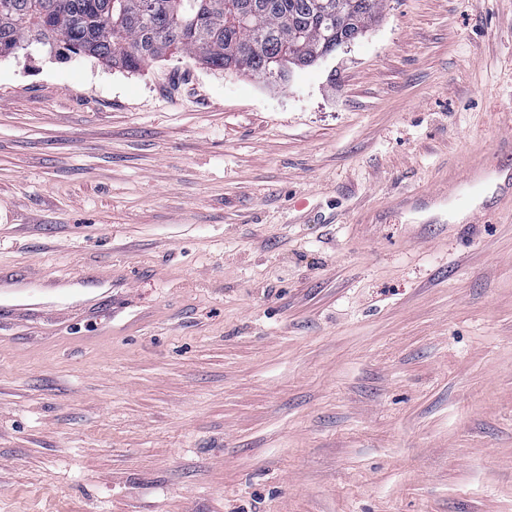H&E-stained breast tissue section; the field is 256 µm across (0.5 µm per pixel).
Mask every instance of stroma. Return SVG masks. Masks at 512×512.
<instances>
[{"mask_svg": "<svg viewBox=\"0 0 512 512\" xmlns=\"http://www.w3.org/2000/svg\"><path fill=\"white\" fill-rule=\"evenodd\" d=\"M512 131V0H384L269 89L0 56V512H512V214L424 224ZM40 281L41 276L37 273L14 274L0 267V300L11 303L5 307L14 312L35 311L44 305L41 300L48 299L40 294Z\"/></svg>", "mask_w": 512, "mask_h": 512, "instance_id": "35a3bbf8", "label": "stroma"}]
</instances>
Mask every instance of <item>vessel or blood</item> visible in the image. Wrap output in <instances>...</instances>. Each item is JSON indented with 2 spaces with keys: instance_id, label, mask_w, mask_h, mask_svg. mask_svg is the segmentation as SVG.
Here are the masks:
<instances>
[{
  "instance_id": "obj_1",
  "label": "vessel or blood",
  "mask_w": 512,
  "mask_h": 512,
  "mask_svg": "<svg viewBox=\"0 0 512 512\" xmlns=\"http://www.w3.org/2000/svg\"><path fill=\"white\" fill-rule=\"evenodd\" d=\"M453 205L460 223H482L488 212L512 205V171L503 172L485 157H469L449 170L443 188L402 194L396 205L413 213H423L428 223H437L441 206ZM41 277L28 271L16 274L0 268V300L12 311L24 313L41 307Z\"/></svg>"
}]
</instances>
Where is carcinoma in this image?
Returning a JSON list of instances; mask_svg holds the SVG:
<instances>
[{"instance_id":"carcinoma-1","label":"carcinoma","mask_w":512,"mask_h":512,"mask_svg":"<svg viewBox=\"0 0 512 512\" xmlns=\"http://www.w3.org/2000/svg\"><path fill=\"white\" fill-rule=\"evenodd\" d=\"M382 0H0V56L33 44L130 72L179 53L287 85L360 36Z\"/></svg>"}]
</instances>
